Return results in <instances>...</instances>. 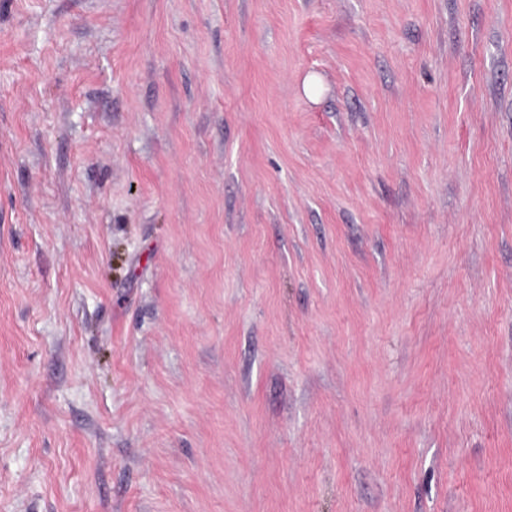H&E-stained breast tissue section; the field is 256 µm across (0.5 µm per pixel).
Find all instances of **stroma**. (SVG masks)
Wrapping results in <instances>:
<instances>
[{"instance_id": "35a3bbf8", "label": "stroma", "mask_w": 512, "mask_h": 512, "mask_svg": "<svg viewBox=\"0 0 512 512\" xmlns=\"http://www.w3.org/2000/svg\"><path fill=\"white\" fill-rule=\"evenodd\" d=\"M0 512H512V0H0Z\"/></svg>"}]
</instances>
